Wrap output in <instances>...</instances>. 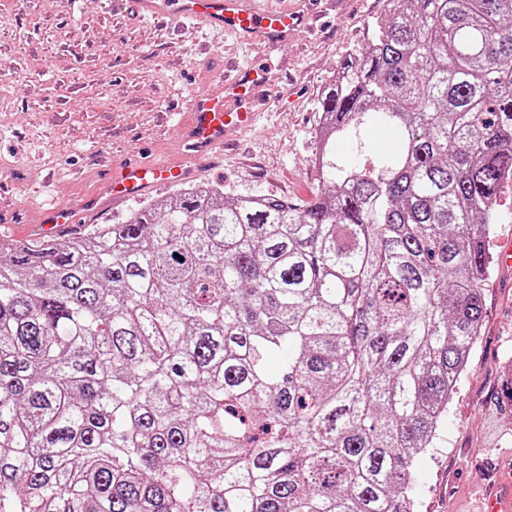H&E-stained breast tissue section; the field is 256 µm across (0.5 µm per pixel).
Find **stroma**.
Here are the masks:
<instances>
[{
  "label": "stroma",
  "instance_id": "stroma-1",
  "mask_svg": "<svg viewBox=\"0 0 512 512\" xmlns=\"http://www.w3.org/2000/svg\"><path fill=\"white\" fill-rule=\"evenodd\" d=\"M319 15L320 34L264 48L204 25L151 21L104 0H0V237L28 239L45 203L74 208V230L124 224L144 201L113 203L109 177L128 161L189 167L192 183L225 196H275L301 203L319 190L312 166L325 88L385 0H263ZM273 66L269 117L230 133L231 149L198 159L182 144L186 101L223 95L226 59ZM512 265L496 264L484 291V325L433 444L416 464L417 512H479L491 475L512 477Z\"/></svg>",
  "mask_w": 512,
  "mask_h": 512
}]
</instances>
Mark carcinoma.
Returning <instances> with one entry per match:
<instances>
[{
	"label": "carcinoma",
	"instance_id": "1",
	"mask_svg": "<svg viewBox=\"0 0 512 512\" xmlns=\"http://www.w3.org/2000/svg\"><path fill=\"white\" fill-rule=\"evenodd\" d=\"M319 123L302 204L0 239V512H415L512 180V0H387Z\"/></svg>",
	"mask_w": 512,
	"mask_h": 512
}]
</instances>
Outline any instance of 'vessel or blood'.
<instances>
[{
    "label": "vessel or blood",
    "mask_w": 512,
    "mask_h": 512,
    "mask_svg": "<svg viewBox=\"0 0 512 512\" xmlns=\"http://www.w3.org/2000/svg\"><path fill=\"white\" fill-rule=\"evenodd\" d=\"M133 4L148 19L200 22L224 29L250 46H270L287 42L307 30L303 15L285 9L260 7L257 0H110L111 9ZM223 96L197 94L189 98L192 121L187 137L197 154L206 155L225 146L227 133L250 130L260 114L259 92L271 84L270 69L255 63L233 64L230 72L219 73ZM184 169L169 164L128 163L113 179V198H135L164 184L185 180ZM71 212L48 209L39 235L53 238L63 225L72 223ZM481 512H512V481L493 482L487 490Z\"/></svg>",
    "instance_id": "1"
}]
</instances>
